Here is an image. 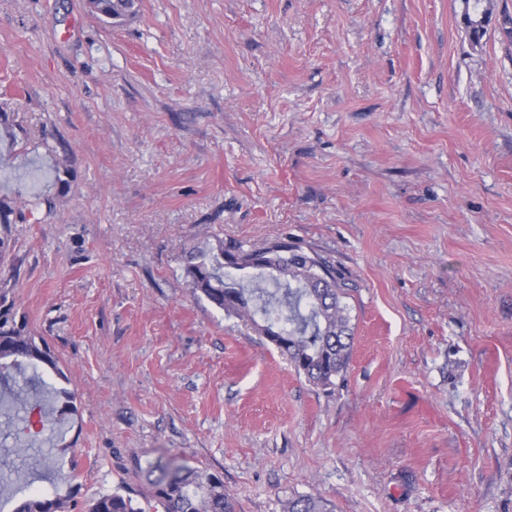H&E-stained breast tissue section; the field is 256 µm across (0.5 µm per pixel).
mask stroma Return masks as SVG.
<instances>
[{"mask_svg": "<svg viewBox=\"0 0 512 512\" xmlns=\"http://www.w3.org/2000/svg\"><path fill=\"white\" fill-rule=\"evenodd\" d=\"M460 0H0V289L59 358L0 383V459L86 512L146 460L236 512H512V38ZM287 237L352 285L334 388L217 309L188 253ZM45 403L54 435L31 433ZM24 446L27 456H12ZM70 483L53 485L58 470ZM134 6L133 0H94L93 8L102 21L112 25V21L123 20Z\"/></svg>", "mask_w": 512, "mask_h": 512, "instance_id": "1", "label": "stroma"}]
</instances>
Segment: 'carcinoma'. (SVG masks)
Masks as SVG:
<instances>
[{
  "instance_id": "1",
  "label": "carcinoma",
  "mask_w": 512,
  "mask_h": 512,
  "mask_svg": "<svg viewBox=\"0 0 512 512\" xmlns=\"http://www.w3.org/2000/svg\"><path fill=\"white\" fill-rule=\"evenodd\" d=\"M471 15L464 16L474 41H479L484 26L473 19L492 14L487 0H467ZM134 0H94L93 8L102 21L110 24L124 19ZM290 256L271 253V259L284 263L309 260L324 268L328 278L303 283L286 272L280 277L259 273L248 284L224 272V248L206 255L192 252L186 272L195 291L227 314L246 319L268 341L280 339L278 349L307 379L322 387L336 385L346 371L354 344V327L346 299L349 286L345 278L324 258L285 247ZM62 377L54 351L43 339L33 336L25 322L0 320V370L38 365ZM144 476L153 498L165 512H235L232 497L224 491L223 480L179 461L176 456H158L147 462ZM66 499L47 498L32 492L15 512H71ZM88 512H145L131 496L119 489L100 495ZM283 512H325L321 502L311 496L291 498Z\"/></svg>"
}]
</instances>
